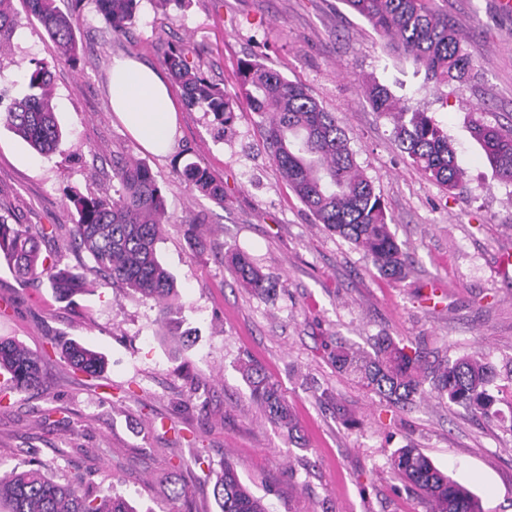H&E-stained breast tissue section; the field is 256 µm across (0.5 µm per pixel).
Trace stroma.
<instances>
[{"label": "stroma", "mask_w": 512, "mask_h": 512, "mask_svg": "<svg viewBox=\"0 0 512 512\" xmlns=\"http://www.w3.org/2000/svg\"><path fill=\"white\" fill-rule=\"evenodd\" d=\"M440 6L474 69L439 94L343 0H141L123 34L85 0L75 68L57 60L37 19L14 0L17 27L0 55V113L24 94L29 63L45 62L63 142L42 156L0 123V217L54 225L42 256L96 287L62 301L47 280L21 284L0 261V338L48 355L41 389L0 398L1 469L34 461L61 479L81 474L90 492L113 487L142 512H218L213 480L226 463L271 512H430L388 467L395 450L411 447L467 486L483 512H512V433L500 421L434 397L392 406L338 373L328 356L339 341L367 349L389 336L432 358L476 350L497 364L512 358V270L498 267L512 251V184L493 180L470 134L477 115L512 127V17L500 16L494 0ZM170 43L186 46L227 94L238 90L239 63L256 58L334 112L385 203L410 262L407 279L381 277L362 252L315 223L282 183L250 112L220 128L169 83L178 116L172 150L158 157L143 149L110 108L109 70L116 57L160 68ZM371 80L447 132L463 192L437 185L398 150L391 124L363 94ZM116 154L146 163L162 188L169 222L158 257L185 305L191 348L161 327L153 302L97 284L92 259L70 242L68 195L111 189ZM192 161L223 182V206L178 176ZM190 213L203 220L199 246L186 232ZM231 249L273 280L274 294L239 287L223 259ZM70 340L105 355L102 378L67 366L60 347ZM248 359L279 384L299 440L250 399L238 371ZM324 393L345 418L321 401Z\"/></svg>", "instance_id": "35a3bbf8"}]
</instances>
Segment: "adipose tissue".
Returning a JSON list of instances; mask_svg holds the SVG:
<instances>
[{
    "label": "adipose tissue",
    "instance_id": "1",
    "mask_svg": "<svg viewBox=\"0 0 512 512\" xmlns=\"http://www.w3.org/2000/svg\"><path fill=\"white\" fill-rule=\"evenodd\" d=\"M112 110L147 151L167 154L173 144L176 108L161 76L131 59L116 57L110 73Z\"/></svg>",
    "mask_w": 512,
    "mask_h": 512
}]
</instances>
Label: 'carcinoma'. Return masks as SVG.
I'll return each mask as SVG.
<instances>
[{"label": "carcinoma", "instance_id": "cac0c4a2", "mask_svg": "<svg viewBox=\"0 0 512 512\" xmlns=\"http://www.w3.org/2000/svg\"><path fill=\"white\" fill-rule=\"evenodd\" d=\"M57 51V58L76 67L79 47L75 28L84 0H67L63 11L57 0H25ZM97 14L114 31H122L135 17L139 0H93ZM382 37L411 56L435 86L441 88L469 80L473 60L455 23L436 0H344ZM16 28L12 0H0V53L11 46ZM161 65L183 91L186 102L211 112L227 127L234 108L247 109L258 118L265 149L289 190L331 233L361 250L377 272L394 281L409 274L406 253L392 234L379 194L357 164L349 138L336 114L327 111L309 89L259 61H243L238 70L239 92L233 97L204 77L201 65L183 49L163 52ZM29 93L11 102L0 113L5 122L37 153L47 156L61 145L62 133L55 116L51 71L35 62L27 75ZM364 95L373 110L393 124V135L428 177L447 189L463 186L464 172L444 132L425 112L407 99L394 98L388 88L371 84ZM473 139L481 146L492 178L512 184V128L474 121ZM180 176L202 196L224 207V184L208 168L188 162ZM112 191L68 196L75 213L72 238L75 247L88 253L107 283L119 284L159 307V322L168 325L183 303L172 275L157 257L164 224L169 222L165 198L156 176L143 162L112 158ZM48 231L12 225L0 218V257L21 281L45 274L60 299L88 291L82 274L41 258L40 241ZM238 282L257 294L273 288L271 279L240 251L226 254ZM62 355L74 371L91 378L105 372L107 362L98 351L77 341L62 346ZM336 370L353 377L370 393L407 408L416 397L434 394L452 404L495 418L497 397L493 387L500 373L478 354L454 360L444 356L432 362L422 352L380 336L373 352L364 354L338 345L329 352ZM42 356L22 343L0 339V370L10 375V389L25 392L40 385ZM251 398L271 422L291 435L298 431L288 400L277 383L257 365L240 367ZM390 469L407 486L432 505V512H481L478 501L461 483L434 465L417 448H399L390 456ZM220 512H268L226 463L213 485ZM0 512H138L121 494L107 488L95 496L84 489L81 476L57 479L48 468L29 464L0 471Z\"/></svg>", "mask_w": 512, "mask_h": 512}]
</instances>
